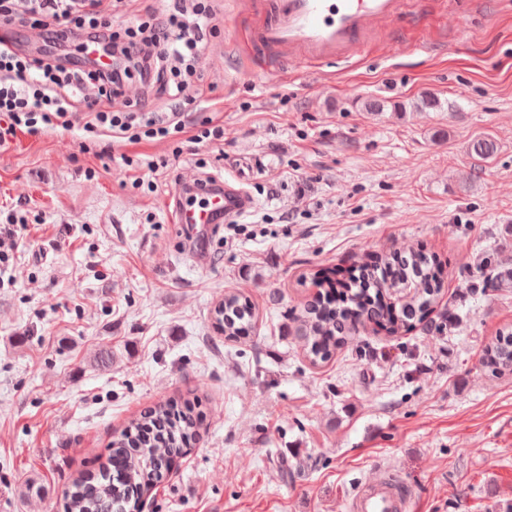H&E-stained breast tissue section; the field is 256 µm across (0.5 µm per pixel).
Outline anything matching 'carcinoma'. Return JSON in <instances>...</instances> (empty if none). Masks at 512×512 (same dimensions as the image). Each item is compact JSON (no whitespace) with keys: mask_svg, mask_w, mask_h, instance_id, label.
Wrapping results in <instances>:
<instances>
[{"mask_svg":"<svg viewBox=\"0 0 512 512\" xmlns=\"http://www.w3.org/2000/svg\"><path fill=\"white\" fill-rule=\"evenodd\" d=\"M495 143L478 138L469 145L470 154L486 161L493 157ZM387 272L385 280L376 283L380 300H390L411 287L414 293L401 303L399 322L389 329L394 334L402 327L414 329L422 324L435 303L444 278V271L432 258L421 251L395 252L381 259ZM215 327L229 338H244L250 334L254 308L249 297L229 290L212 310ZM384 316L383 311L367 313L353 305L336 301H318L305 309L301 318L304 335L310 342L312 363L326 362L333 356L336 344L345 338L356 324ZM483 365L494 375L512 374V330L500 333L493 353L485 355ZM174 404L169 400L157 402L147 412L131 419L112 434L109 447L112 459L125 463L124 476L113 480L107 465L100 467L98 482L88 483L81 476L72 483L63 501V512H125L132 489L149 492L160 478L159 464L182 453L185 446L199 435L202 419L186 401L179 411V419L169 420Z\"/></svg>","mask_w":512,"mask_h":512,"instance_id":"carcinoma-1","label":"carcinoma"}]
</instances>
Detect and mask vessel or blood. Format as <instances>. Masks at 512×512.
Instances as JSON below:
<instances>
[{"mask_svg":"<svg viewBox=\"0 0 512 512\" xmlns=\"http://www.w3.org/2000/svg\"><path fill=\"white\" fill-rule=\"evenodd\" d=\"M402 6V0H236L246 25L235 48L256 72L351 59L364 53L369 33L395 20ZM168 203L175 222L186 225L227 223L257 208L250 191L219 175L179 184ZM409 503L407 485L387 475L361 483L348 507L350 512H408Z\"/></svg>","mask_w":512,"mask_h":512,"instance_id":"1","label":"vessel or blood"}]
</instances>
